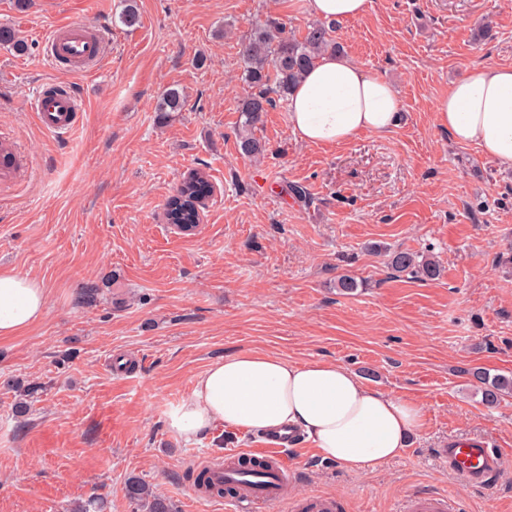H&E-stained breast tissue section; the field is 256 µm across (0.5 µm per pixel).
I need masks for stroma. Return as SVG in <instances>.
Here are the masks:
<instances>
[{
  "mask_svg": "<svg viewBox=\"0 0 512 512\" xmlns=\"http://www.w3.org/2000/svg\"><path fill=\"white\" fill-rule=\"evenodd\" d=\"M136 3L130 28L125 0H31L23 12L0 0V26L26 44L0 45V138L22 164L0 184V269L48 293L39 322L0 339V512H71L92 499L134 512L131 477L176 512H227L230 495L194 496L192 469L258 447L257 432L219 424L186 442L168 418L197 375L243 350L339 363L424 413L402 458L361 474L301 441L289 493L336 497L341 512H402L414 495L512 512V396L487 407L467 375L512 373V166L453 143L434 112L467 69L512 64V0H373L333 37L395 86L397 126L307 144L281 101L253 131L265 146L255 158L240 148L241 43L269 18L304 36L306 0ZM77 21L109 41L79 74L43 51L52 27ZM51 83L81 104L63 138L31 108ZM169 88L185 106L162 114ZM192 169L217 195L184 234L164 208ZM394 250L435 260L439 278L392 271ZM344 274L355 293L337 290ZM455 437L499 451L491 485L449 470L440 450Z\"/></svg>",
  "mask_w": 512,
  "mask_h": 512,
  "instance_id": "obj_1",
  "label": "stroma"
}]
</instances>
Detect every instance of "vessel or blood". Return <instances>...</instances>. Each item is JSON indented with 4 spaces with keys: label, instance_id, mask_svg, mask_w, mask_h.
<instances>
[{
    "label": "vessel or blood",
    "instance_id": "b4317fda",
    "mask_svg": "<svg viewBox=\"0 0 512 512\" xmlns=\"http://www.w3.org/2000/svg\"><path fill=\"white\" fill-rule=\"evenodd\" d=\"M46 55L55 65L89 70L97 67L104 55V44L100 32L88 24L70 22L54 27L45 40ZM36 117L49 133H70L79 121L78 99L67 86L39 94L34 103ZM288 437L276 439L274 447L262 449V456L275 464L274 470L257 489H243L235 501L236 512H253L257 501L279 505L284 503L283 488L288 483L291 466L280 454L281 446L288 444ZM442 454L454 473L470 482L485 485L490 483L498 470L499 455L486 443L474 440L449 442ZM338 500L308 495L295 499L291 512H338ZM404 512H454L451 500L445 496H414L404 506Z\"/></svg>",
    "mask_w": 512,
    "mask_h": 512
}]
</instances>
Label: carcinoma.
Segmentation results:
<instances>
[{
  "instance_id": "1",
  "label": "carcinoma",
  "mask_w": 512,
  "mask_h": 512,
  "mask_svg": "<svg viewBox=\"0 0 512 512\" xmlns=\"http://www.w3.org/2000/svg\"><path fill=\"white\" fill-rule=\"evenodd\" d=\"M337 50L330 38L329 29L322 24L309 25L306 34L298 38L288 34L285 26L268 19L252 29L242 48L243 81L249 91L238 100L237 111L244 118L241 148L251 157L264 152L261 141L252 136V129L262 122L276 99L288 100L293 88L300 82L316 59L323 53ZM185 106V97L177 89L166 90L158 103L159 112H180ZM210 191L207 177L194 171L183 178L180 186L167 202L165 218L172 224H194L195 213L191 197ZM389 267L397 273L408 272L425 280H433L440 274L436 261L418 259V255L407 251H395L388 259ZM473 386L481 393L482 402L493 407L500 399L512 393V375L495 374L482 367L467 371ZM195 486L218 495L224 493V483H215L207 468L200 469L195 476ZM126 491L131 502L141 505L147 512H172L169 500L154 492L139 478L128 479Z\"/></svg>"
}]
</instances>
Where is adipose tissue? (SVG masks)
<instances>
[{
    "mask_svg": "<svg viewBox=\"0 0 512 512\" xmlns=\"http://www.w3.org/2000/svg\"><path fill=\"white\" fill-rule=\"evenodd\" d=\"M288 105L293 133L322 146L363 132L387 133L399 113L391 83L334 52L316 60ZM434 109L452 142L512 165V64L468 70ZM46 307L40 281L0 271V337L28 330ZM218 424L263 432L294 428L322 459L363 473L402 456L424 415L416 401L369 388L335 362L294 363L247 350L212 363L169 415L171 432L188 442Z\"/></svg>",
    "mask_w": 512,
    "mask_h": 512,
    "instance_id": "1",
    "label": "adipose tissue"
}]
</instances>
